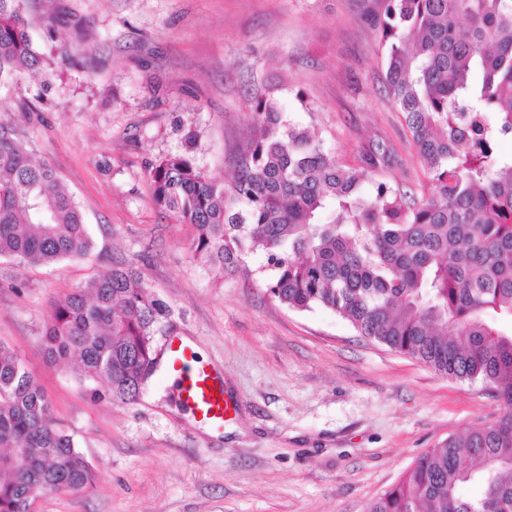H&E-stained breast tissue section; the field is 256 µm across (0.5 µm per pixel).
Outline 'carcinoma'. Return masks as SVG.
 <instances>
[{
    "label": "carcinoma",
    "instance_id": "1",
    "mask_svg": "<svg viewBox=\"0 0 512 512\" xmlns=\"http://www.w3.org/2000/svg\"><path fill=\"white\" fill-rule=\"evenodd\" d=\"M385 86L425 167L424 192L376 178L399 163L381 137L358 163L329 157L286 120L274 93L229 182L190 152L146 169L156 207L194 229L191 249L221 279L265 259L266 286L300 311L322 307L360 335L504 402L495 420L425 451L365 512H512V0H382ZM54 60L34 45L23 0H0V85ZM371 184L369 191L363 190ZM94 248L54 170L0 122V257L38 266ZM166 305L141 270L114 264L51 310L53 365L80 364L89 396L136 400L156 362ZM0 512L93 487L95 472L20 357L0 341Z\"/></svg>",
    "mask_w": 512,
    "mask_h": 512
}]
</instances>
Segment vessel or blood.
Segmentation results:
<instances>
[{"mask_svg":"<svg viewBox=\"0 0 512 512\" xmlns=\"http://www.w3.org/2000/svg\"><path fill=\"white\" fill-rule=\"evenodd\" d=\"M166 355L165 378L171 381L178 402L201 422L222 427L227 402L220 375L196 363V351L187 341L173 340Z\"/></svg>","mask_w":512,"mask_h":512,"instance_id":"obj_1","label":"vessel or blood"}]
</instances>
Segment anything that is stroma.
Wrapping results in <instances>:
<instances>
[{
    "label": "stroma",
    "mask_w": 512,
    "mask_h": 512,
    "mask_svg": "<svg viewBox=\"0 0 512 512\" xmlns=\"http://www.w3.org/2000/svg\"><path fill=\"white\" fill-rule=\"evenodd\" d=\"M30 34L54 60L0 88V120L83 209L92 254L51 266L0 258V340L47 394L96 470L88 491L39 495L34 512H365L429 448L493 421L501 402L358 336L336 313L298 311L248 278L214 281L193 229L153 204L146 169L180 152L231 179L256 97L357 162L389 140L381 179L419 191L422 166L385 91L380 0H24ZM60 12L64 26L49 29ZM132 262L168 311L155 338L186 337L224 378L211 434L159 382L154 405L92 400L79 365L48 364L51 309L104 267Z\"/></svg>",
    "instance_id": "stroma-1"
}]
</instances>
